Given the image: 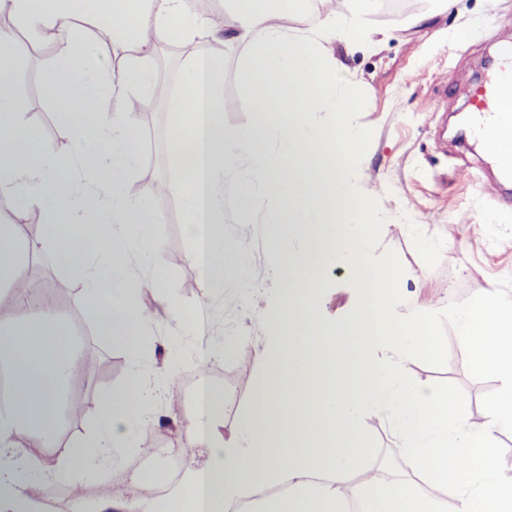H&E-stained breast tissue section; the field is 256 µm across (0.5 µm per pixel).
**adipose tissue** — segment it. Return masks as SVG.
Wrapping results in <instances>:
<instances>
[{"instance_id": "adipose-tissue-1", "label": "adipose tissue", "mask_w": 512, "mask_h": 512, "mask_svg": "<svg viewBox=\"0 0 512 512\" xmlns=\"http://www.w3.org/2000/svg\"><path fill=\"white\" fill-rule=\"evenodd\" d=\"M299 0H232L233 20L218 28L187 0H0L36 40L60 39L83 29L80 42L46 83L58 118L77 143L66 156L44 151L25 118L17 88L19 51L0 33V289L16 290L38 249L77 273L83 303L98 335L127 353L133 386L104 394L89 434L45 467L20 451L19 436L52 446L58 410L79 374L76 343L47 304L18 323H0V512H18L28 488L65 484L76 508L101 472L138 450L146 428L158 423V402L173 384L175 364L160 369L142 355V342L159 315L183 321L180 307H146L161 277L147 257L161 241L149 217L157 196L130 197L126 180L141 157L132 104L134 89L154 80L159 42L192 45L224 41L240 48L239 75L258 108L247 125L224 122V59L189 57L180 88L167 107L168 184L193 231L191 256L206 292H224V265L246 274L249 250L224 234V200L236 176L254 179V204L240 221L262 223L277 242L280 276L264 311L265 344L255 361L258 394L232 426L207 379L192 435L210 451L206 467L188 469L163 499L113 502L114 512H347L381 490L384 512H512V484L498 472L496 431L512 427V302L482 291L448 312L475 372L498 379L485 420L463 419L449 388L417 384L409 360L440 357L432 309L399 316L387 308L401 279L396 263L378 261L371 234L372 199L356 195L343 175L367 145L356 126L329 117L353 105L354 75L337 62L333 44L374 46L363 26L377 0H347L346 12L328 8L315 28H296ZM122 49L106 66L107 47ZM43 223L40 241L21 230L28 215ZM354 268L360 294L339 324L318 307L317 273L330 265ZM383 409L394 421L414 478L352 483L365 468L358 442L367 411ZM287 493H280V486ZM452 494L458 506L449 510ZM97 505V512H105Z\"/></svg>"}]
</instances>
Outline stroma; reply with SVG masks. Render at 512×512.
<instances>
[{
	"label": "stroma",
	"mask_w": 512,
	"mask_h": 512,
	"mask_svg": "<svg viewBox=\"0 0 512 512\" xmlns=\"http://www.w3.org/2000/svg\"><path fill=\"white\" fill-rule=\"evenodd\" d=\"M474 15L484 19L483 30L478 37L463 38V25ZM495 15L512 17V0H462L459 10L451 13L437 12L433 0H391L365 22L366 27L390 31L381 51L349 49L341 44L334 47L337 60L357 76L355 105L343 120L368 135L366 154L361 164L352 166L350 175L357 194L376 195L377 218L372 231L377 252L396 262L404 276L403 290L394 306L402 314L417 313L425 306L437 312L441 360L419 357L408 363L407 370L420 385L453 389L460 398L462 417L471 423L483 419L500 383L495 377L473 371L446 314L449 308L466 304L473 294L489 286L495 287L501 299L512 301V204L480 194L477 182L491 173L492 166L475 145L441 147L437 141L445 117L467 109L470 90L482 77L487 57L499 42L512 40V30L491 25ZM69 48L65 41L51 45L31 42L18 70L26 119L38 131L42 148L58 155L73 152L75 145L47 96L45 80ZM191 51L224 57L225 123L243 125L251 118L254 105L242 87L237 53L215 41L190 49L174 43L159 44L155 82L139 93L146 106L137 115L141 136L136 147L142 163L126 185L131 197H138L150 183L171 179L166 104L171 85L179 81ZM252 198V185L244 180L238 185L236 198L224 201V230L249 244L251 261L247 281L225 273L220 298L205 295L190 259L191 246L178 198L162 196L150 217L162 247L148 257L147 264L163 276L166 295L177 300L187 316H201L203 336L236 348L232 356L211 359L206 369L212 388L223 397L224 423L228 426L252 399L257 377L252 371L241 373L239 367L252 368L255 364L265 295L277 283L271 264L273 243L263 225L239 221L241 202ZM490 214L495 222L488 225L484 219ZM426 242L433 245L434 256L423 253ZM27 275L59 289L65 299L59 316L72 328L81 358L96 361L86 371L84 386L69 388L65 396L54 446L37 451L43 464L49 466L89 429L99 396L130 385V363L110 339L98 336L91 314L81 303L82 285L75 273L57 269L50 255L44 253L30 261ZM319 281L322 316L330 322H342L356 302L357 272L336 265L321 270ZM172 348L180 351V373L195 369L193 336L181 323L159 319L146 340L144 354L160 364ZM160 406L172 420L155 427L154 447L180 446L183 465L204 466L209 452L199 447L190 433L189 404L174 406L168 394ZM362 435L373 464L403 465L401 444L384 411L366 413ZM139 459V453H130L121 466L101 474L93 485L95 499L111 503L118 491L135 483Z\"/></svg>",
	"instance_id": "1"
}]
</instances>
